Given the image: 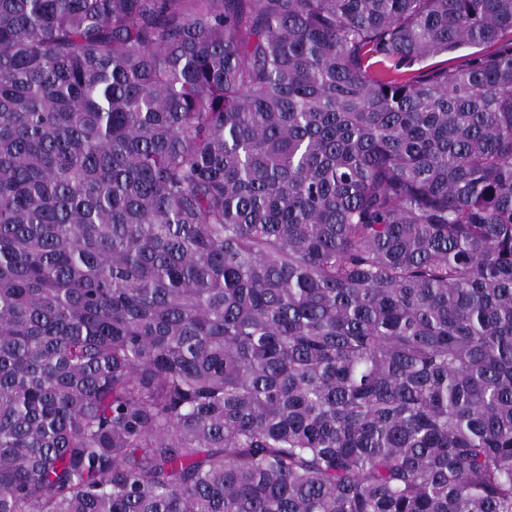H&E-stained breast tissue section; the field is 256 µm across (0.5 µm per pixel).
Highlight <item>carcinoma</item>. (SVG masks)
I'll list each match as a JSON object with an SVG mask.
<instances>
[{
  "instance_id": "obj_1",
  "label": "carcinoma",
  "mask_w": 512,
  "mask_h": 512,
  "mask_svg": "<svg viewBox=\"0 0 512 512\" xmlns=\"http://www.w3.org/2000/svg\"><path fill=\"white\" fill-rule=\"evenodd\" d=\"M508 33L0 0V512H512Z\"/></svg>"
}]
</instances>
